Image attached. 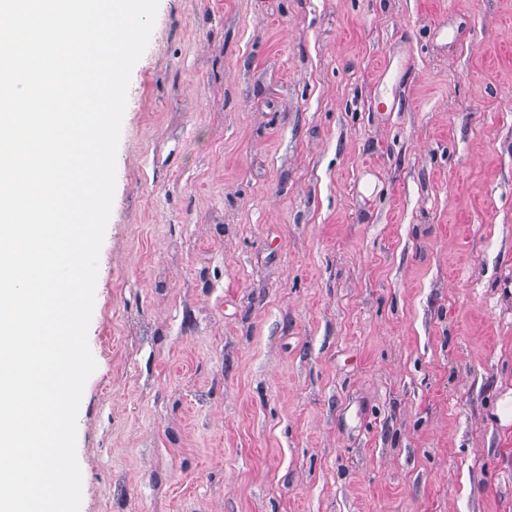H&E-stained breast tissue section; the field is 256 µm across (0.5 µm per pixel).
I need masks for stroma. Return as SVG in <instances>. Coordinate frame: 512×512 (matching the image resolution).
<instances>
[{
    "label": "stroma",
    "instance_id": "stroma-1",
    "mask_svg": "<svg viewBox=\"0 0 512 512\" xmlns=\"http://www.w3.org/2000/svg\"><path fill=\"white\" fill-rule=\"evenodd\" d=\"M88 344L80 512H512V0H160Z\"/></svg>",
    "mask_w": 512,
    "mask_h": 512
}]
</instances>
